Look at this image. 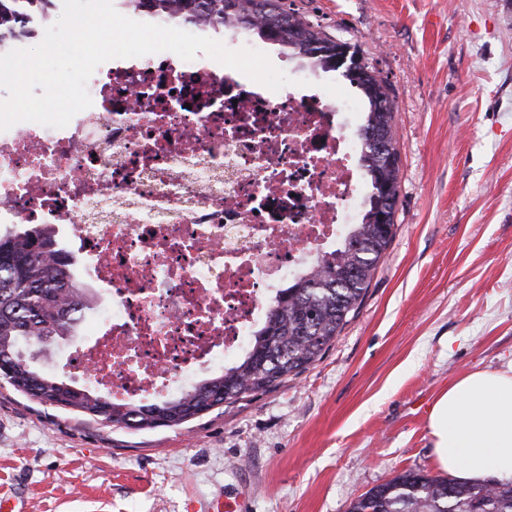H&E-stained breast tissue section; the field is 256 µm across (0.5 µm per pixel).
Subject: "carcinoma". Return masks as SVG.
I'll return each instance as SVG.
<instances>
[{
    "mask_svg": "<svg viewBox=\"0 0 512 512\" xmlns=\"http://www.w3.org/2000/svg\"><path fill=\"white\" fill-rule=\"evenodd\" d=\"M0 46L30 33L28 24L52 0H0ZM157 15L188 23L229 22L280 47L285 56L319 60L357 88L366 108L359 129L370 191L356 231L318 261L316 271L281 289L248 352L224 374L172 400L119 404L40 368L36 356L76 332L89 307L55 243L40 229L0 233V383L103 426L128 430L178 427L217 408L267 392L314 364L357 309L390 246L398 202L399 165L394 107L388 86L351 46L335 41L283 7L282 0H134ZM384 139L387 152L375 142ZM348 512H512V480L464 483L451 476L407 470L353 500Z\"/></svg>",
    "mask_w": 512,
    "mask_h": 512,
    "instance_id": "carcinoma-1",
    "label": "carcinoma"
}]
</instances>
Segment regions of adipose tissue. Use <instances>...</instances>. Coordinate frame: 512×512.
Segmentation results:
<instances>
[{
	"label": "adipose tissue",
	"mask_w": 512,
	"mask_h": 512,
	"mask_svg": "<svg viewBox=\"0 0 512 512\" xmlns=\"http://www.w3.org/2000/svg\"><path fill=\"white\" fill-rule=\"evenodd\" d=\"M427 427L440 470L469 482L512 479V372L462 376L437 397Z\"/></svg>",
	"instance_id": "obj_1"
}]
</instances>
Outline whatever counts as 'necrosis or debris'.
<instances>
[{"mask_svg": "<svg viewBox=\"0 0 512 512\" xmlns=\"http://www.w3.org/2000/svg\"><path fill=\"white\" fill-rule=\"evenodd\" d=\"M66 127L0 131V224H57L104 288L85 386L156 403L222 374L288 281L333 254L365 199L362 121L336 92L271 91L206 60L98 66Z\"/></svg>", "mask_w": 512, "mask_h": 512, "instance_id": "4bbe7bcc", "label": "necrosis or debris"}]
</instances>
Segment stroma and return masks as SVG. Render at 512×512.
Here are the masks:
<instances>
[{"mask_svg": "<svg viewBox=\"0 0 512 512\" xmlns=\"http://www.w3.org/2000/svg\"><path fill=\"white\" fill-rule=\"evenodd\" d=\"M391 86L395 235L320 359L175 428L104 427L0 386V487L26 512H347L435 475L434 400L512 369V0H286Z\"/></svg>", "mask_w": 512, "mask_h": 512, "instance_id": "stroma-1", "label": "stroma"}]
</instances>
